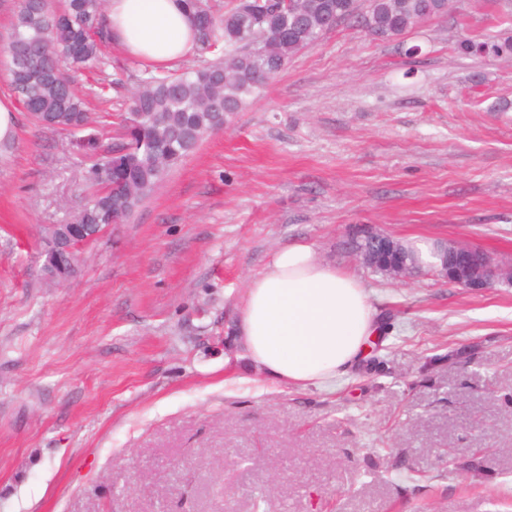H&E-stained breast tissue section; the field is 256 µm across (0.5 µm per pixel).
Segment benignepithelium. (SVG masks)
Returning a JSON list of instances; mask_svg holds the SVG:
<instances>
[{
    "label": "benign epithelium",
    "instance_id": "7a95c632",
    "mask_svg": "<svg viewBox=\"0 0 512 512\" xmlns=\"http://www.w3.org/2000/svg\"><path fill=\"white\" fill-rule=\"evenodd\" d=\"M81 235L77 224L66 228L64 237L56 245L45 249L43 271L57 274L64 269L62 257L72 255L73 242ZM355 239L362 247L355 252L357 259L382 277L390 280H407L424 274L423 268L408 271L402 261V241L372 228L360 229ZM438 259L429 267L434 276L464 288L471 293H482L496 285H512V265L502 264L487 253L475 257L476 249L448 243L436 249Z\"/></svg>",
    "mask_w": 512,
    "mask_h": 512
}]
</instances>
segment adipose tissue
I'll list each match as a JSON object with an SVG mask.
<instances>
[{
    "instance_id": "adipose-tissue-1",
    "label": "adipose tissue",
    "mask_w": 512,
    "mask_h": 512,
    "mask_svg": "<svg viewBox=\"0 0 512 512\" xmlns=\"http://www.w3.org/2000/svg\"><path fill=\"white\" fill-rule=\"evenodd\" d=\"M125 52L159 67L183 58L195 30L181 0H109ZM380 321L362 282L318 260L311 245L277 249L238 307L237 343L270 379L308 387L335 380L366 356Z\"/></svg>"
}]
</instances>
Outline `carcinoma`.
I'll return each mask as SVG.
<instances>
[{"label": "carcinoma", "instance_id": "cac0c4a2", "mask_svg": "<svg viewBox=\"0 0 512 512\" xmlns=\"http://www.w3.org/2000/svg\"><path fill=\"white\" fill-rule=\"evenodd\" d=\"M196 31L195 48L215 59L180 74L148 73L129 99L123 118L127 141L98 155L95 138L83 147L96 157L87 179L97 189L74 223L81 243L98 237L112 216L126 222L165 173L191 154L204 136L224 127L248 97L311 48L332 25L357 23L368 33L397 39L448 14V0H183ZM112 39L105 0H21L9 42L10 87L37 122L62 129L92 120L70 74L103 64L101 47ZM463 56L512 55V37L464 39Z\"/></svg>", "mask_w": 512, "mask_h": 512}]
</instances>
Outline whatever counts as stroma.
Returning <instances> with one entry per match:
<instances>
[{"label":"stroma","mask_w":512,"mask_h":512,"mask_svg":"<svg viewBox=\"0 0 512 512\" xmlns=\"http://www.w3.org/2000/svg\"><path fill=\"white\" fill-rule=\"evenodd\" d=\"M512 0H452L397 39L347 26L293 56L124 224L46 279L44 232L93 193L79 134L16 114L0 150V512H512V287L386 280L349 239L512 263ZM418 47V55L405 51ZM76 84L102 150L147 64L118 42ZM358 277L383 331L335 385L238 358L272 252ZM457 52L463 56H483V55H512V37L503 39H488L482 42L464 39L460 41L456 48Z\"/></svg>","instance_id":"1"}]
</instances>
